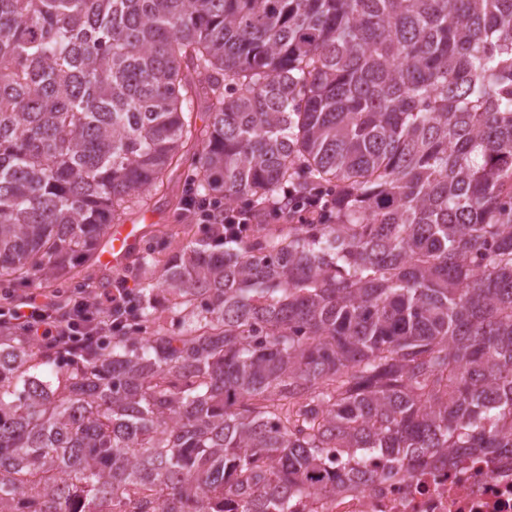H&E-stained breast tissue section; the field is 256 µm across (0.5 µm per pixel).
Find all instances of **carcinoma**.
<instances>
[{
	"label": "carcinoma",
	"mask_w": 512,
	"mask_h": 512,
	"mask_svg": "<svg viewBox=\"0 0 512 512\" xmlns=\"http://www.w3.org/2000/svg\"><path fill=\"white\" fill-rule=\"evenodd\" d=\"M183 165L254 222L155 236L92 353L0 320V512H296L352 453L512 448V0H0V288L75 287ZM284 195L285 199L271 204L269 220L280 222L283 218L289 216L294 223L306 224L309 222L311 215L315 213L321 215L322 218H326L328 209L336 203L332 194L323 191L315 192L304 199L299 198L292 202H290V199H293L292 195Z\"/></svg>",
	"instance_id": "carcinoma-1"
}]
</instances>
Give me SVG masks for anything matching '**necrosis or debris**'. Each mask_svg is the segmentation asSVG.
Instances as JSON below:
<instances>
[{"mask_svg": "<svg viewBox=\"0 0 512 512\" xmlns=\"http://www.w3.org/2000/svg\"><path fill=\"white\" fill-rule=\"evenodd\" d=\"M337 493L308 486L300 512H512V451L398 464L370 454Z\"/></svg>", "mask_w": 512, "mask_h": 512, "instance_id": "4bbe7bcc", "label": "necrosis or debris"}]
</instances>
